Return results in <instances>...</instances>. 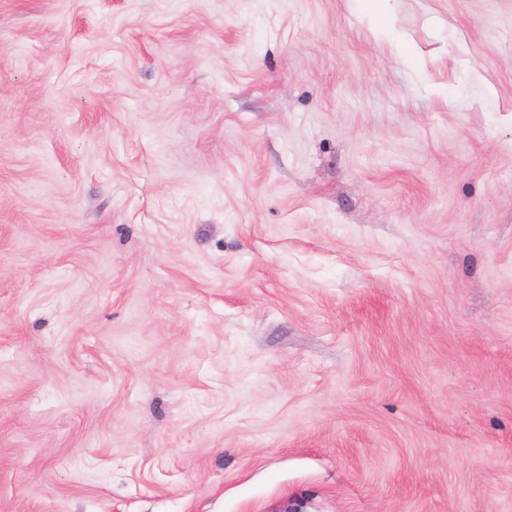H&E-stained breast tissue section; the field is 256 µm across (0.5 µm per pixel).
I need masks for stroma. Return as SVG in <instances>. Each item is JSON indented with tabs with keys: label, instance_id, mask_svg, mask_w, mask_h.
I'll list each match as a JSON object with an SVG mask.
<instances>
[{
	"label": "stroma",
	"instance_id": "obj_1",
	"mask_svg": "<svg viewBox=\"0 0 512 512\" xmlns=\"http://www.w3.org/2000/svg\"><path fill=\"white\" fill-rule=\"evenodd\" d=\"M0 512H512V0H0Z\"/></svg>",
	"mask_w": 512,
	"mask_h": 512
}]
</instances>
